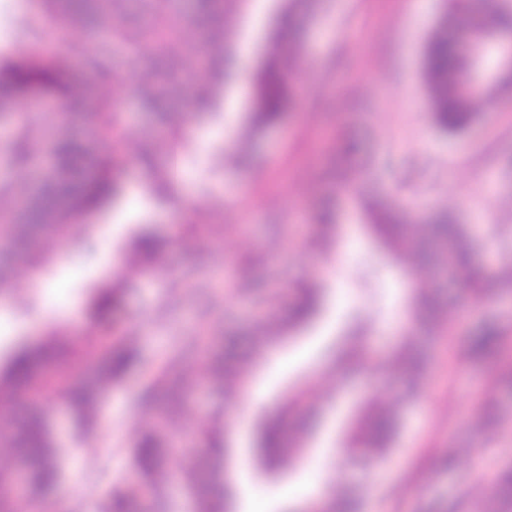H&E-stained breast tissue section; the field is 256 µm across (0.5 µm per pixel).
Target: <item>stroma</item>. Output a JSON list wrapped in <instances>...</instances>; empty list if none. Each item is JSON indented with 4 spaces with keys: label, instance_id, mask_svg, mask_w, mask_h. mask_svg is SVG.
<instances>
[{
    "label": "stroma",
    "instance_id": "stroma-1",
    "mask_svg": "<svg viewBox=\"0 0 512 512\" xmlns=\"http://www.w3.org/2000/svg\"><path fill=\"white\" fill-rule=\"evenodd\" d=\"M0 0V56L49 48L75 70L85 67L88 36L77 21L63 24L45 0ZM413 0H319L314 12L297 17L306 52L300 60L301 92L284 120L247 143L245 122L250 86L217 83L211 112L186 127L184 175L190 196L177 186L158 188L155 168L165 160L164 131L141 102L137 83L150 71L149 48L134 51L112 44L123 86L117 111L125 132L126 202L84 214L97 238L68 244L67 262L50 254L46 270L27 274L7 233H0V272L27 283L28 307L0 312V347L11 339L39 344L52 333L82 337L91 289L119 283V307L112 333L125 337L137 362L107 392L100 411L108 428L86 435L68 411L47 407L61 465L81 449L92 464L83 469L81 491L64 474L56 492L58 512H95L113 488L136 480L128 437L151 429L138 397L153 376L208 335L212 352H236L245 383L204 385L207 361L193 363L199 386L188 402L195 430L160 429L166 448L164 472L193 469L231 481L237 512L264 502L268 512L290 507L312 512L306 491L318 487L324 501L355 504L356 512H501L490 488L512 471V294L499 291V264L512 259V93L483 110L464 135L440 131L428 116L419 82L421 46L445 10V0H424L422 18ZM288 0H236L223 13L198 16L195 0H170L183 41L196 43L216 28L227 29L224 50L243 64L263 56ZM34 112L0 120V185L27 182L36 188L51 172L48 155L18 153L16 125L43 124L60 111L51 94L36 90ZM352 147L348 172L364 176L366 187L399 203L420 201L423 210L454 211L474 238L475 263L490 281L473 294L454 284L440 289L445 320L434 339L414 337L426 348L420 401L407 402L389 355L403 328L412 294L401 268L385 264L367 220L349 192L328 171L336 151ZM343 213L337 238L309 249L324 200ZM147 228L164 238L154 262L134 256L136 232ZM262 283L261 295L242 287L243 271ZM318 283L324 304L311 323L288 331L284 323L302 285ZM496 321L504 335L500 356H468V338L484 321ZM282 328L273 341L262 332ZM383 404L404 412L401 434L382 466L362 462L351 436L369 389ZM492 401L497 420L481 421L477 396ZM318 412L321 425L301 437L299 461L269 466L253 454L256 423L285 425ZM220 429V448L206 436Z\"/></svg>",
    "mask_w": 512,
    "mask_h": 512
}]
</instances>
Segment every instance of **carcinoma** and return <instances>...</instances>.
Returning a JSON list of instances; mask_svg holds the SVG:
<instances>
[{"label":"carcinoma","instance_id":"carcinoma-1","mask_svg":"<svg viewBox=\"0 0 512 512\" xmlns=\"http://www.w3.org/2000/svg\"><path fill=\"white\" fill-rule=\"evenodd\" d=\"M59 5L60 14L70 20L92 19L89 29L100 25V17L110 11L112 0H50ZM313 10L311 0H290L288 12L271 38L265 61L253 77V96L245 128L257 135L278 123L284 102L297 95L299 70L297 58L302 54L294 17L297 11ZM168 25V17L157 15L154 21L137 29L114 23L111 37L137 47L143 41H157ZM512 34V0L491 7L486 0H470L458 16L443 17L422 37L421 82L430 102V119L451 134L469 130L477 121L479 109L492 104L500 95L512 89V72L504 69L506 61L501 52L507 37ZM224 44V36L205 43L207 51L187 57L189 47L176 42H164L156 54L157 79L142 81L141 97L151 111L168 114L172 97L181 90L180 73L186 65L200 60L216 66V51ZM90 73L97 80L95 105L83 111L82 101L73 94L75 80L66 59H18L0 64V100L6 99L20 107L36 88L51 91L59 97L69 113L94 128L98 137L110 144L106 151L94 156L97 175L90 180L81 176L84 160L91 155L90 144L83 141L59 139L60 125L43 131L37 141L55 152L60 172L38 192L19 185L7 192L0 191V201L7 199L19 205L15 233V249L29 267L39 268L45 251L58 248L72 239L82 225L77 220L97 207L109 195L117 196L122 187L119 173L125 160L118 149L122 132L116 111V90L120 81L113 78L106 48L91 40L87 50ZM353 198L366 212L367 229L384 249L383 255L393 263L406 266L415 288L410 307V323L419 329L433 326L442 317V309L433 288L436 276L451 267L473 291L483 288L481 272L472 267V247L465 225L450 215H426L413 218L405 208L386 199L369 198L360 187L353 189ZM339 230L335 215L326 209L319 225L316 243L324 247ZM164 241L152 235L137 239L133 249L144 260H151L163 249ZM115 289L110 284L97 287L92 298L96 319L88 322L87 332L80 339L66 335L49 347H31L9 355L0 366V386L7 383L15 391L39 387L58 398L71 415L79 417L86 432H95L99 403L112 383L124 378L133 354L121 339H116L103 354L101 364L91 377L81 375L66 379L61 387L39 380L48 368L76 366L87 361L98 349L95 329L112 321L115 310ZM320 296L316 285L309 284L288 316L292 329L311 320L318 312ZM471 351L477 357L500 352V333L493 326L485 327L472 337ZM421 351L400 344L393 352L392 370L416 396L424 368ZM193 381L183 363L167 369L158 381L142 396L144 411L184 425L192 409L185 394ZM13 434L0 443V455L9 453L23 462L27 471L28 494L19 496L13 489V474L0 468V512H56V504L47 492L56 484L60 474L55 442L47 418L39 404L32 403L14 414ZM401 426L400 415L380 406L376 396L367 400L360 414L354 438L357 448L370 449L382 458L392 447ZM267 457L278 461L285 448L293 446L279 424L268 423L264 428ZM133 464L148 482L161 463L162 441L155 433H138L132 445ZM197 485L198 512H219V498L213 485L205 479ZM502 508L512 510V476H503L492 490ZM98 512H127V497L113 494L103 500Z\"/></svg>","mask_w":512,"mask_h":512}]
</instances>
